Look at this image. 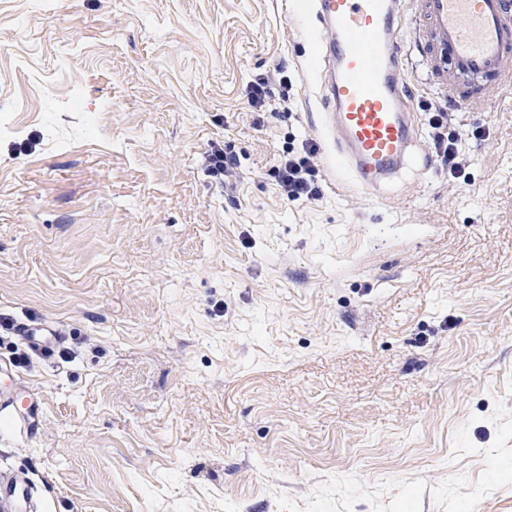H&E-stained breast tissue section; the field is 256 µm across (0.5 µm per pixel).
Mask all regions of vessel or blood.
<instances>
[{
    "instance_id": "obj_1",
    "label": "vessel or blood",
    "mask_w": 512,
    "mask_h": 512,
    "mask_svg": "<svg viewBox=\"0 0 512 512\" xmlns=\"http://www.w3.org/2000/svg\"><path fill=\"white\" fill-rule=\"evenodd\" d=\"M308 10L323 49L314 131L329 143L331 182L377 190L417 159L410 57L419 58L433 86L470 109L512 89V0H309ZM19 336L43 347L62 340L48 324L22 325ZM39 411L28 382L0 358V434L31 440Z\"/></svg>"
}]
</instances>
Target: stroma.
Returning a JSON list of instances; mask_svg holds the SVG:
<instances>
[{
	"mask_svg": "<svg viewBox=\"0 0 512 512\" xmlns=\"http://www.w3.org/2000/svg\"><path fill=\"white\" fill-rule=\"evenodd\" d=\"M312 52L296 0H0V314L76 351L23 368L40 431L0 445L43 512H512V92L414 67L419 122L487 133L464 176L423 136L334 188L323 144L292 203ZM318 147L312 141L305 142L301 151L288 147L276 170V186L279 194L289 202L315 200L320 196ZM206 164L210 175L224 186L233 188L238 162L235 156L224 151L223 145L212 143L206 155Z\"/></svg>",
	"mask_w": 512,
	"mask_h": 512,
	"instance_id": "stroma-1",
	"label": "stroma"
}]
</instances>
